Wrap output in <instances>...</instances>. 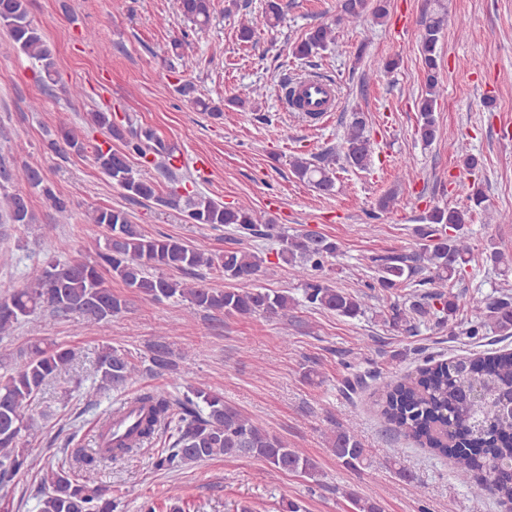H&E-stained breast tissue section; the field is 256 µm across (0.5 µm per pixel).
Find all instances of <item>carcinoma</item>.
<instances>
[{
  "instance_id": "carcinoma-1",
  "label": "carcinoma",
  "mask_w": 512,
  "mask_h": 512,
  "mask_svg": "<svg viewBox=\"0 0 512 512\" xmlns=\"http://www.w3.org/2000/svg\"><path fill=\"white\" fill-rule=\"evenodd\" d=\"M184 16L202 27L211 19V0H179ZM366 8V0H342L340 19L357 21ZM282 7L268 0L262 19L241 25L240 36L249 41L259 27L273 29L281 21ZM0 24L5 26L17 47L40 66L44 86L55 83V62L39 30L28 19L26 0H0ZM444 17L438 12L427 16L420 35L425 64V96L417 103L420 115L417 134L425 144L437 137L434 117L440 96L438 45ZM329 24L310 29L297 43L292 54L307 58L335 43ZM90 125L105 135V143L121 144L102 151L94 146V160L112 183L132 199L154 200L158 204L183 211L192 224L230 227L242 243L263 236L279 244L277 259L293 270L301 281L302 296L268 288H228L217 290L199 285L189 277L201 267L216 269L227 280L249 282L262 272L265 259L245 247L229 248L215 255L170 235H148L131 223L128 213L116 207H98L89 213V221L104 227V247L96 250L94 262L75 259L60 262L51 258L55 243L49 236L42 241L43 252L50 256L46 265L21 288L0 299V337L11 335L22 319L39 311L54 315L76 312L82 323L94 327L128 311V299L105 285L103 273L119 278L141 298L162 303L186 301L195 309L217 311L226 316L267 315L286 317L299 305L327 309L354 319L365 314L363 294L335 288L320 277L329 259L340 251L339 245L324 234L306 231L293 235L269 220L261 225L254 210L241 204L226 207L210 197L178 188L165 195L157 193L151 179L134 170L131 159L138 158L170 182H178L173 171L175 147L150 128H136L131 122L118 123L110 112L90 113ZM60 139L50 142L56 152L67 149L83 152L85 138L74 128L62 125ZM372 146L367 122L360 112L353 113L344 136L342 150L329 152L314 163L302 157L289 160L294 175L318 191L336 190V163L364 169L370 163ZM20 178L41 188L51 207L62 218L69 216V202L44 184L40 170L27 168ZM459 191L466 203L456 207H434L425 217L427 226L419 229L426 240L412 255L392 254L371 257L377 267L376 282L367 288H380L393 294L407 287L420 272L430 273L434 291L409 295L410 304L390 305L389 325L410 331L415 319L425 318L436 305L453 324L459 310L473 307L476 320L468 322L464 334L471 339L495 333L512 336V293L507 289L481 300L467 292L452 291L451 284L473 258V248L464 233L478 211L486 209V196L478 187L462 183ZM0 219L7 224H32L35 215L26 197L20 193H0ZM486 264L502 273L512 269V254L489 242L483 249ZM169 271L185 275L175 279ZM149 361L152 370L162 373L173 366L172 352L161 334L151 343ZM77 359V352L59 344L31 345L26 362L0 375V488L21 472L35 465L31 449L21 445L25 437L37 434L30 414L33 402L43 387ZM134 357L125 350L105 346L96 360L99 383L87 394L96 396L123 386L135 373ZM381 415L394 431L417 441L435 455L453 461V476L475 497L492 496L504 512H512V488L499 487L483 477L486 461L512 462V352L489 357H461L437 361L425 360L417 375L397 383H385L378 390ZM169 434V448L157 457L155 467L168 470L181 465L218 457H253L272 468L306 476H318L315 462L299 448L270 433L236 407L224 401L223 393L206 385L190 384L177 396L164 388L144 391L132 403L121 402L99 426V446L95 453L77 458L81 468L134 454L151 445L161 434ZM329 450L346 468L357 471L368 461L367 449L354 426H338L328 436ZM43 489L38 497V512H114L116 504L105 491L80 481L72 468L46 461L42 467ZM353 512H382L379 501L346 492Z\"/></svg>"
}]
</instances>
